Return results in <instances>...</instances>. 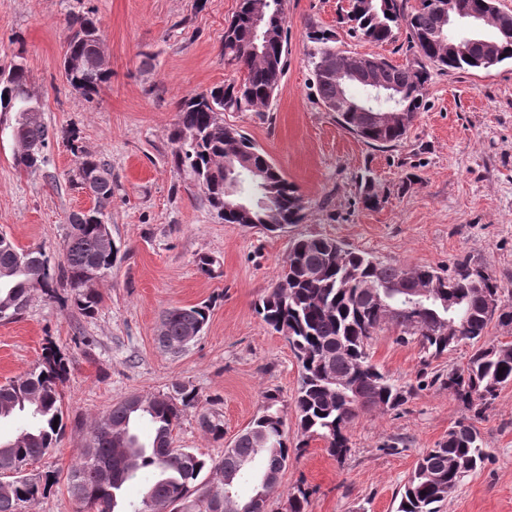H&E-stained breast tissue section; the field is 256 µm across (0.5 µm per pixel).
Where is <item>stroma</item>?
<instances>
[{
  "label": "stroma",
  "mask_w": 512,
  "mask_h": 512,
  "mask_svg": "<svg viewBox=\"0 0 512 512\" xmlns=\"http://www.w3.org/2000/svg\"><path fill=\"white\" fill-rule=\"evenodd\" d=\"M342 0H287L288 53L276 99L264 117L228 112L225 126L248 134L294 183L304 218L270 234L227 224L170 164L168 132L187 95L240 81L224 60V30L238 0H0V66L23 54L49 128V161L36 172L17 167L16 145L0 134V233L22 249L62 257L71 213L94 207L77 185L79 159L67 142L77 132L87 151L112 165L116 188L106 212L119 260L102 280L104 303L91 317L34 292L24 313L0 321V384L35 369L47 344L60 349L68 374L60 386L64 431L33 472L60 483L23 512H85L65 477L99 415L129 395L193 386L197 408L183 416L174 444L219 459L226 444L260 412L265 392L292 408L297 359L286 337L256 313L274 285L293 238L319 235L383 262L448 272L461 259L493 273L512 302V62L487 70L432 71L425 108L406 139L377 148L342 128L313 86L307 33L333 30L336 47L406 63V26L391 41L352 33ZM71 14L94 16L105 42L110 81L84 97L65 81L61 60ZM371 175L377 204L364 201ZM213 261L211 274L197 268ZM211 302L208 322L185 352L156 341L171 307ZM471 346L434 357L393 330L370 341L371 361L412 395L401 408L363 411L346 430L350 451L330 456L321 439L288 461L267 512H288L294 487L309 493L307 512H396L397 493L420 455L447 437L464 414L436 383L465 367ZM219 417L223 439L200 427ZM484 461L463 479L442 512H512V383L475 422Z\"/></svg>",
  "instance_id": "35a3bbf8"
}]
</instances>
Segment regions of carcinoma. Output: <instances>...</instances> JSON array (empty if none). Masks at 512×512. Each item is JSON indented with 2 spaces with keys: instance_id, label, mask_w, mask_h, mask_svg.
Returning <instances> with one entry per match:
<instances>
[{
  "instance_id": "cac0c4a2",
  "label": "carcinoma",
  "mask_w": 512,
  "mask_h": 512,
  "mask_svg": "<svg viewBox=\"0 0 512 512\" xmlns=\"http://www.w3.org/2000/svg\"><path fill=\"white\" fill-rule=\"evenodd\" d=\"M285 2L263 3L266 31L277 39H268L257 50L249 25L255 0H239L224 32V56L244 69V78L184 97L169 133L173 170L199 182L208 206L218 213L225 203H237V198L224 195L226 163L232 156H248L250 165L237 166V183L248 181L250 192L245 199L255 198L260 190L253 170L264 172L269 201L278 215V224L266 228L271 233L301 222L302 196L264 152L244 133L224 126V117H216V112L262 116L271 106L284 73ZM492 2L420 0L419 9L407 16L400 0H349L346 19L366 39L387 42L394 29L406 22L417 67L383 60L380 85L394 92L392 103H379L386 114L383 123L372 125L356 110L337 113L336 122L372 146H393L408 130L397 113H406L412 121L425 107L424 90L430 79L427 64L453 72L512 61V39L496 27L490 35L481 34L493 47L494 60L486 58L483 46L475 47L468 57L450 50L462 31L446 26L444 6L451 5L454 13L470 14L492 10ZM69 31L65 55L78 56L84 64L76 70L63 67L64 75L69 86L91 97L112 77L111 71L97 64L100 29L93 18L74 16ZM309 40L312 63L331 51L337 60L344 58L331 30L316 29ZM314 80L321 102L336 97L339 77L316 75ZM29 95L26 68L0 75V112L13 117L9 128L17 145L15 164L35 171L46 162L48 131L42 113L29 112L33 104ZM68 142L73 154L81 158L80 185L92 190L95 205L69 216L62 260L54 265L42 251L21 250L0 234L1 321L21 315L34 291L56 297L60 283L70 288V305L85 317L93 316L103 303L98 284L114 268L119 253L116 244L107 241L110 227L104 219V209L112 200V168L104 157L82 149L76 133L68 135ZM265 215V210L256 208L248 221L231 210L222 219L228 224L255 222L262 227ZM312 267L321 270L317 280L306 278V270ZM434 281L438 287L431 289L430 296L413 295V290ZM492 298L501 300L497 278L467 259L444 276L431 267L410 269L374 260L343 248L332 238L302 235L294 239L278 282L256 306L268 326L287 336L301 364L302 382L295 399L299 440L294 448L288 446L279 397L267 392L261 413L224 450L222 459L207 460L186 448L173 450V432L182 415L200 402L196 389L177 384L170 393L129 396L96 419L88 443L79 449L78 460L67 474L68 492L89 512H152L153 505L168 507L170 512H266L269 493L276 487L267 480L278 478L290 452L300 450L311 438H321L331 456L343 458L349 440L341 435V428L348 427L359 412H388L407 403L408 391L391 383L367 353L368 340L384 325L398 332L397 340H416L435 356L462 341L470 342L474 350L466 367L450 369L437 376V381L461 401L464 411L476 417L502 387L512 383V345L486 339L491 321L512 325V306L490 310L487 301ZM209 312L207 303L168 310L157 336L159 346L172 355L185 351L184 339L191 333L200 335ZM65 374L63 358L48 347L38 369L0 385V420L24 412L32 418L31 425L15 437L0 440V471L17 473L12 489L0 492V512H20L23 505L46 496L59 482L53 473L28 474L26 468L54 447L63 431L60 383ZM467 420L463 417L448 438L418 458L403 485L397 512H439V504L482 463V440ZM141 421L151 427V435L144 440L137 433ZM200 425L212 438L224 437L220 419L205 415ZM142 471L154 473L155 480L139 503L126 507L124 489ZM246 478L253 481L254 493L242 499L236 488Z\"/></svg>"
}]
</instances>
